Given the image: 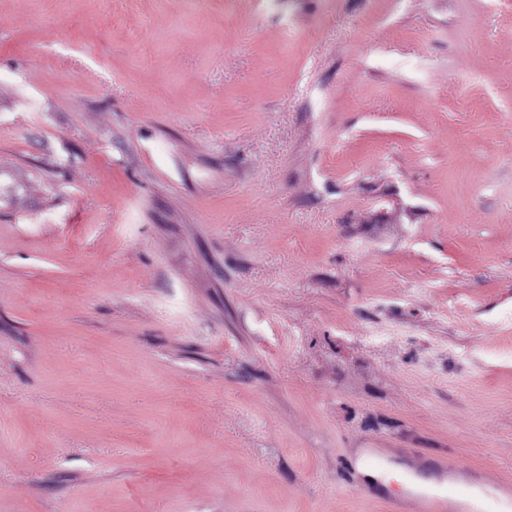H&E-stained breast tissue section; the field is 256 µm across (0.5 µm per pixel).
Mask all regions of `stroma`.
Returning <instances> with one entry per match:
<instances>
[{"label":"stroma","instance_id":"35a3bbf8","mask_svg":"<svg viewBox=\"0 0 512 512\" xmlns=\"http://www.w3.org/2000/svg\"><path fill=\"white\" fill-rule=\"evenodd\" d=\"M415 478L512 490V7L0 0V512Z\"/></svg>","mask_w":512,"mask_h":512}]
</instances>
